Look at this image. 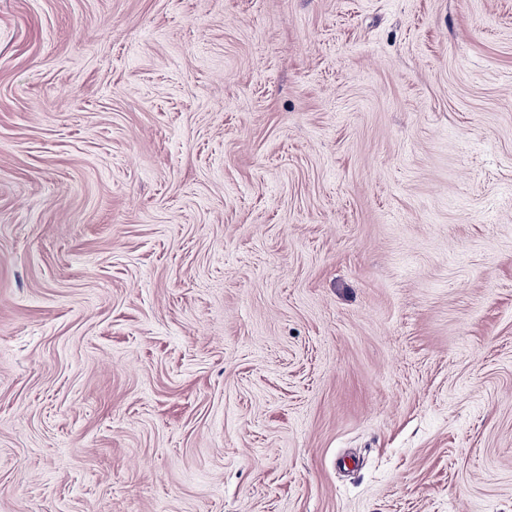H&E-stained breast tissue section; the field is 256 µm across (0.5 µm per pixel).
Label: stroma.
<instances>
[{
  "instance_id": "obj_1",
  "label": "stroma",
  "mask_w": 512,
  "mask_h": 512,
  "mask_svg": "<svg viewBox=\"0 0 512 512\" xmlns=\"http://www.w3.org/2000/svg\"><path fill=\"white\" fill-rule=\"evenodd\" d=\"M0 512H512V0H0Z\"/></svg>"
}]
</instances>
